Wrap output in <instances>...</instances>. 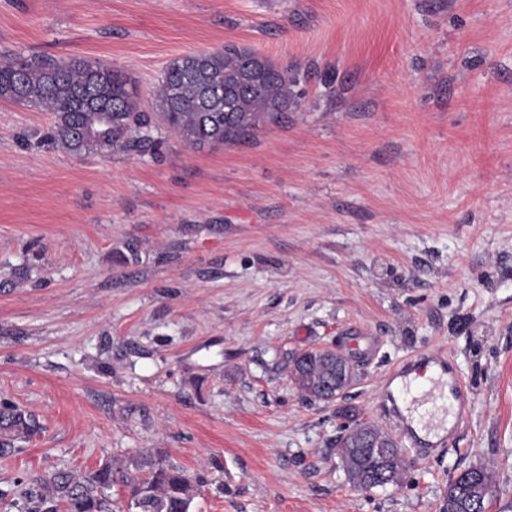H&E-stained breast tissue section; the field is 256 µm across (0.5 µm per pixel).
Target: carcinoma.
<instances>
[{"label":"carcinoma","mask_w":512,"mask_h":512,"mask_svg":"<svg viewBox=\"0 0 512 512\" xmlns=\"http://www.w3.org/2000/svg\"><path fill=\"white\" fill-rule=\"evenodd\" d=\"M296 79L255 53L233 44L221 50L190 53L166 67L150 102L144 104L136 80L96 60L72 57L51 61L15 56L0 64V100L25 104L55 114L48 141L70 153L89 149L147 151L153 131L164 127L195 147L220 146L254 135L301 105L293 90ZM336 369L332 351H310L292 358L291 377L306 395L328 401ZM33 416L7 401L0 403V456L19 452L17 444L36 431ZM392 449L388 466L402 470L400 449L382 429L355 424ZM359 439L340 441L349 480L372 490L384 487L376 478L377 460L358 448ZM133 468L127 501L142 512H192L198 482L167 462L160 452L145 450L127 461L108 459L91 474L57 470L31 480L20 500V512H112L104 490L116 474ZM476 484L466 476L450 479L444 512H487V498H475Z\"/></svg>","instance_id":"carcinoma-1"}]
</instances>
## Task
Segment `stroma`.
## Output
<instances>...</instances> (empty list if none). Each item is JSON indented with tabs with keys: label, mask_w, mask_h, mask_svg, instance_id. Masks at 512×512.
<instances>
[{
	"label": "stroma",
	"mask_w": 512,
	"mask_h": 512,
	"mask_svg": "<svg viewBox=\"0 0 512 512\" xmlns=\"http://www.w3.org/2000/svg\"><path fill=\"white\" fill-rule=\"evenodd\" d=\"M234 44L288 68L299 110L198 148L80 155L53 116L0 103V400L41 428L18 481L159 450L192 512H443L471 464L512 512V0H0V56L96 59L150 99L166 65ZM370 346L325 402L293 354ZM444 353L470 390L448 444L404 447L389 379ZM402 443L354 489L351 421Z\"/></svg>",
	"instance_id": "1"
}]
</instances>
